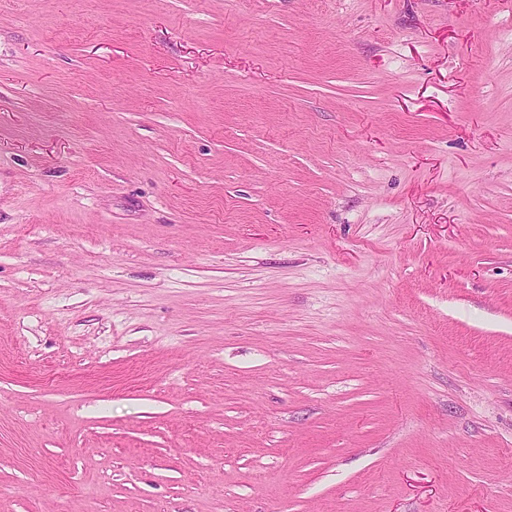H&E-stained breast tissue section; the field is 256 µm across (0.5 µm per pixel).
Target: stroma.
Returning a JSON list of instances; mask_svg holds the SVG:
<instances>
[{
	"label": "stroma",
	"instance_id": "35a3bbf8",
	"mask_svg": "<svg viewBox=\"0 0 512 512\" xmlns=\"http://www.w3.org/2000/svg\"><path fill=\"white\" fill-rule=\"evenodd\" d=\"M0 512H512V0H0Z\"/></svg>",
	"mask_w": 512,
	"mask_h": 512
}]
</instances>
